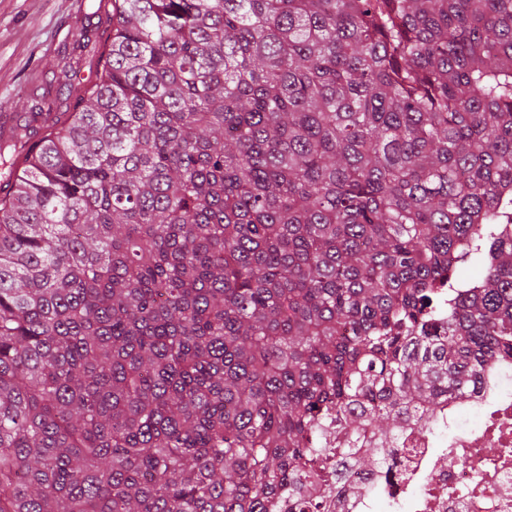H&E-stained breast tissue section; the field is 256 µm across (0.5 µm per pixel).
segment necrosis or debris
Wrapping results in <instances>:
<instances>
[{
  "instance_id": "obj_1",
  "label": "necrosis or debris",
  "mask_w": 512,
  "mask_h": 512,
  "mask_svg": "<svg viewBox=\"0 0 512 512\" xmlns=\"http://www.w3.org/2000/svg\"><path fill=\"white\" fill-rule=\"evenodd\" d=\"M364 483L341 512H512V356L450 397L436 429L409 433Z\"/></svg>"
}]
</instances>
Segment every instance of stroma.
Masks as SVG:
<instances>
[{
    "label": "stroma",
    "instance_id": "obj_1",
    "mask_svg": "<svg viewBox=\"0 0 512 512\" xmlns=\"http://www.w3.org/2000/svg\"><path fill=\"white\" fill-rule=\"evenodd\" d=\"M110 22L100 0H0V99L43 93L51 119H65L78 89L96 80L94 58L74 48L81 33L105 39ZM72 49V78L58 67L57 50Z\"/></svg>",
    "mask_w": 512,
    "mask_h": 512
}]
</instances>
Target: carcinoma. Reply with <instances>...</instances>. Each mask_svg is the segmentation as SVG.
Returning a JSON list of instances; mask_svg holds the SVG:
<instances>
[{"label": "carcinoma", "mask_w": 512, "mask_h": 512, "mask_svg": "<svg viewBox=\"0 0 512 512\" xmlns=\"http://www.w3.org/2000/svg\"><path fill=\"white\" fill-rule=\"evenodd\" d=\"M0 144V512H310L512 348V0H112Z\"/></svg>", "instance_id": "cac0c4a2"}]
</instances>
